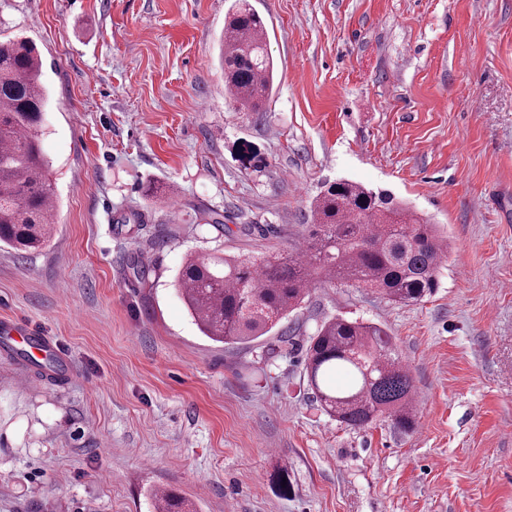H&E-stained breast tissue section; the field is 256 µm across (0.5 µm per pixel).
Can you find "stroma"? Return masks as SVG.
Listing matches in <instances>:
<instances>
[{
    "mask_svg": "<svg viewBox=\"0 0 512 512\" xmlns=\"http://www.w3.org/2000/svg\"><path fill=\"white\" fill-rule=\"evenodd\" d=\"M249 2L260 112L224 93L233 0H0V38L41 55L58 198L43 251L0 245V320L73 367L62 386L0 351V512H155L165 488L196 512H512V0ZM339 179L437 225V291L319 282L266 336H203L185 256L296 254ZM334 316L387 331L413 430L324 412L304 361ZM1 331L2 333L9 334L10 336L24 334L25 336L22 337L26 344L29 345L32 350L38 351L39 354L49 353L54 356H58L59 354L60 357L63 356L58 345L53 344L48 336H43V333L36 328L16 319L3 320L2 328H0V332Z\"/></svg>",
    "mask_w": 512,
    "mask_h": 512,
    "instance_id": "1",
    "label": "stroma"
}]
</instances>
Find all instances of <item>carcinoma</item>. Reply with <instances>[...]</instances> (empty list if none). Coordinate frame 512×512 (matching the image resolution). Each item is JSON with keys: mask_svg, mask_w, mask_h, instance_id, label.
<instances>
[{"mask_svg": "<svg viewBox=\"0 0 512 512\" xmlns=\"http://www.w3.org/2000/svg\"><path fill=\"white\" fill-rule=\"evenodd\" d=\"M224 91L241 109L258 112L274 86V64L262 18L235 0L219 39ZM42 59L25 39L0 40V242L40 251L55 231L56 203L40 143L46 105ZM313 229L303 257L261 260L239 255L189 258L177 286L190 315L214 342L241 343L269 333L308 296L316 281L371 288L410 305L440 287L447 246L387 190L340 179L312 203ZM309 386L339 422L364 428L381 417L408 431L415 424V385L379 325L332 318L307 350ZM156 512H190L188 501L153 493Z\"/></svg>", "mask_w": 512, "mask_h": 512, "instance_id": "cac0c4a2", "label": "carcinoma"}]
</instances>
